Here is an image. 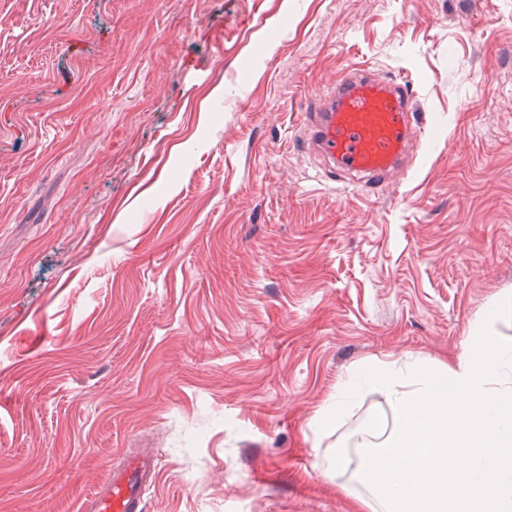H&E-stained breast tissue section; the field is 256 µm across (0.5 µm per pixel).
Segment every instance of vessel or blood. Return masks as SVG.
I'll return each mask as SVG.
<instances>
[{
  "mask_svg": "<svg viewBox=\"0 0 512 512\" xmlns=\"http://www.w3.org/2000/svg\"><path fill=\"white\" fill-rule=\"evenodd\" d=\"M302 124L310 151L347 172L355 184L375 190L401 166L410 139L425 136L429 118L408 81L380 80L361 65L308 104ZM158 474L156 453L125 454L85 497L81 512H143L145 493Z\"/></svg>",
  "mask_w": 512,
  "mask_h": 512,
  "instance_id": "vessel-or-blood-1",
  "label": "vessel or blood"
}]
</instances>
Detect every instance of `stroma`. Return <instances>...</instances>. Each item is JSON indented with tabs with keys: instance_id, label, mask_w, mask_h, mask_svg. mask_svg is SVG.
I'll return each mask as SVG.
<instances>
[{
	"instance_id": "stroma-1",
	"label": "stroma",
	"mask_w": 512,
	"mask_h": 512,
	"mask_svg": "<svg viewBox=\"0 0 512 512\" xmlns=\"http://www.w3.org/2000/svg\"><path fill=\"white\" fill-rule=\"evenodd\" d=\"M357 64L431 119L375 192L305 152ZM512 296V0H0V512H358L313 420ZM159 474L157 454L153 451L126 453L111 464L93 491L82 501V512H143L147 490Z\"/></svg>"
}]
</instances>
